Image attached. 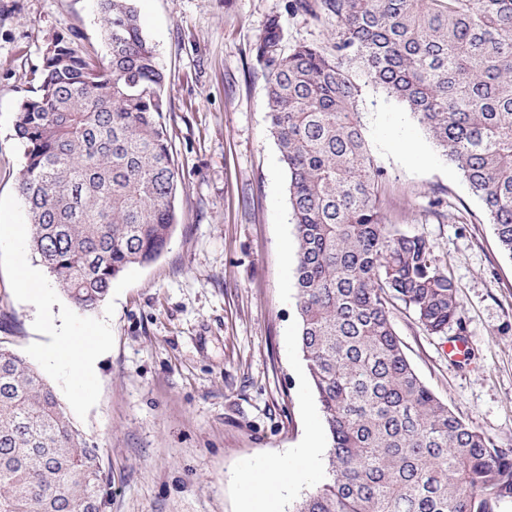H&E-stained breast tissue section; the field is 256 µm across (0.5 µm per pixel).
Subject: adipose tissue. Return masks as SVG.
I'll use <instances>...</instances> for the list:
<instances>
[{
	"mask_svg": "<svg viewBox=\"0 0 512 512\" xmlns=\"http://www.w3.org/2000/svg\"><path fill=\"white\" fill-rule=\"evenodd\" d=\"M321 453L317 435H310L292 463L271 464L262 471V483L244 505L245 512H269L276 506L282 492L293 480L315 475Z\"/></svg>",
	"mask_w": 512,
	"mask_h": 512,
	"instance_id": "1",
	"label": "adipose tissue"
}]
</instances>
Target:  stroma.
Instances as JSON below:
<instances>
[{
	"label": "stroma",
	"mask_w": 512,
	"mask_h": 512,
	"mask_svg": "<svg viewBox=\"0 0 512 512\" xmlns=\"http://www.w3.org/2000/svg\"><path fill=\"white\" fill-rule=\"evenodd\" d=\"M287 0H135L168 77L178 226L160 258L78 310L29 246L13 124L55 38L106 55L96 0H0V344L35 367L102 450L109 512H239L252 477L325 427L301 353L288 171L270 133L255 47L279 18L281 49L328 47L324 15ZM365 134L386 179L388 223L424 236L453 277L458 333L434 336L401 302L393 327L425 385L495 445L512 448V258L481 201L425 129L382 92L365 93ZM40 269L45 300L18 286ZM101 335L76 377L51 359L50 328Z\"/></svg>",
	"instance_id": "stroma-1"
}]
</instances>
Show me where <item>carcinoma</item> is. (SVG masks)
Wrapping results in <instances>:
<instances>
[{"instance_id": "obj_1", "label": "carcinoma", "mask_w": 512, "mask_h": 512, "mask_svg": "<svg viewBox=\"0 0 512 512\" xmlns=\"http://www.w3.org/2000/svg\"><path fill=\"white\" fill-rule=\"evenodd\" d=\"M107 61L55 38L18 106L30 247L71 302L152 264L176 226L166 74L133 0H98ZM334 26L284 54L269 20L270 132L289 174L300 347L327 426L328 481L294 512H494L512 501L499 448L418 377L397 300L436 336L460 326L457 285L428 241L386 223L363 91L401 104L462 175L512 258V0H288ZM101 449L26 359L0 345V512H107Z\"/></svg>"}]
</instances>
